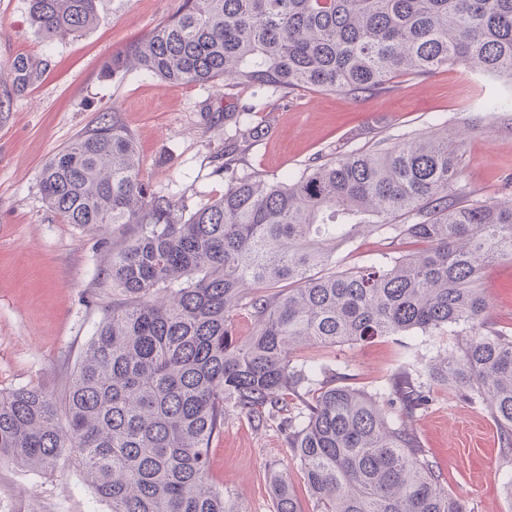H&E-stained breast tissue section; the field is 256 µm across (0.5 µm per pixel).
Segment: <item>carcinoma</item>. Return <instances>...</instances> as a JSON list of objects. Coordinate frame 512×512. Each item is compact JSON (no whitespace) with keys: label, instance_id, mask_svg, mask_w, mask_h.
Returning <instances> with one entry per match:
<instances>
[{"label":"carcinoma","instance_id":"carcinoma-1","mask_svg":"<svg viewBox=\"0 0 512 512\" xmlns=\"http://www.w3.org/2000/svg\"><path fill=\"white\" fill-rule=\"evenodd\" d=\"M29 10L39 32L64 39L93 25L97 0ZM449 66L512 84V0H183L112 54V76L253 93L226 114L224 195L190 213L144 180L115 108L42 166L61 223L112 227L97 271L112 304L63 398L39 385L0 394V459L40 472L67 461L110 512H239L207 478L233 411L279 421L315 512H468L391 416L415 417L430 388L399 372L380 396L294 353L452 328L462 340L433 360L430 381L485 405L511 461L512 327L490 319L478 281L512 258V200L457 201L461 145L441 134L336 151L271 181L234 172L240 142L262 131L260 92L355 95ZM360 228L386 235L389 250L336 270ZM406 239L423 249L398 252ZM238 308L254 321L244 341ZM271 493L274 512H300L288 475H273Z\"/></svg>","mask_w":512,"mask_h":512}]
</instances>
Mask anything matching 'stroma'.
I'll return each mask as SVG.
<instances>
[{
  "label": "stroma",
  "instance_id": "obj_1",
  "mask_svg": "<svg viewBox=\"0 0 512 512\" xmlns=\"http://www.w3.org/2000/svg\"><path fill=\"white\" fill-rule=\"evenodd\" d=\"M182 0H98L95 23L79 37L47 39L34 26L27 0H0V393L31 384L63 395L110 298L98 288L99 232L64 224L39 186L43 164L115 107L132 132L143 175L160 194L197 208L224 193L217 173L224 115L247 97L223 83L170 87L139 73L106 76L112 54L175 14ZM25 61L27 72L14 68ZM512 98V86L460 67L351 96L299 88L268 95L262 133L246 147L239 174L269 180L301 172L333 150L349 153L376 139L447 129L461 143V195L512 199V112L485 111L487 100ZM381 234L359 232L344 243L338 267L365 265L383 251ZM479 286L494 322L512 327V259L486 266ZM452 333L305 349L302 360L351 376L353 386L385 388L408 372L428 379ZM413 428L448 489L470 512H512V461L500 454L495 425L480 403L435 386ZM284 471L302 512H315L304 473L278 422L255 427L229 413L211 443L208 479L243 512H270V475ZM109 512L74 467L41 473L0 463V512Z\"/></svg>",
  "mask_w": 512,
  "mask_h": 512
}]
</instances>
